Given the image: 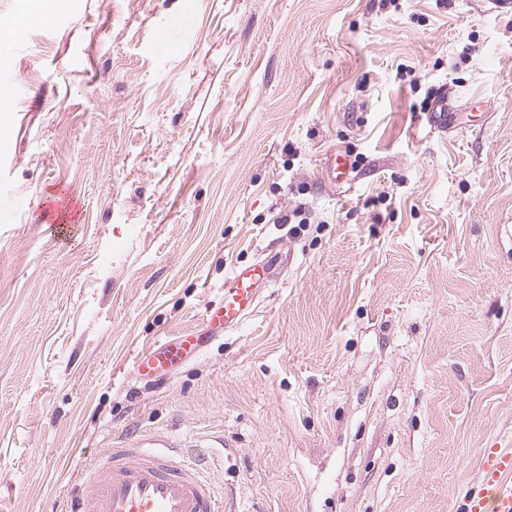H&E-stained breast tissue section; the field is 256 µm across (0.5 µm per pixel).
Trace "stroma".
Wrapping results in <instances>:
<instances>
[{
    "label": "stroma",
    "mask_w": 512,
    "mask_h": 512,
    "mask_svg": "<svg viewBox=\"0 0 512 512\" xmlns=\"http://www.w3.org/2000/svg\"><path fill=\"white\" fill-rule=\"evenodd\" d=\"M38 11L0 0L24 23L0 37V512H71L142 435L195 446L233 512H459L486 448L512 449V9ZM440 97L476 103L445 135ZM255 262L272 278L239 329L133 375ZM199 335L177 336L159 341L146 353L135 358L134 374L141 380L167 375L170 368L203 351Z\"/></svg>",
    "instance_id": "obj_1"
}]
</instances>
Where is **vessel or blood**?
Returning a JSON list of instances; mask_svg holds the SVG:
<instances>
[{"label": "vessel or blood", "mask_w": 512, "mask_h": 512, "mask_svg": "<svg viewBox=\"0 0 512 512\" xmlns=\"http://www.w3.org/2000/svg\"><path fill=\"white\" fill-rule=\"evenodd\" d=\"M255 276L249 268L232 272L224 283L223 306L205 319L208 328L233 330L254 311ZM202 351L192 335L161 340L135 358L134 374L142 380L165 376ZM480 470L460 512H512V451L487 449ZM72 512H224V499L202 464L176 454L166 440L134 438L102 454L77 486Z\"/></svg>", "instance_id": "b4317fda"}]
</instances>
